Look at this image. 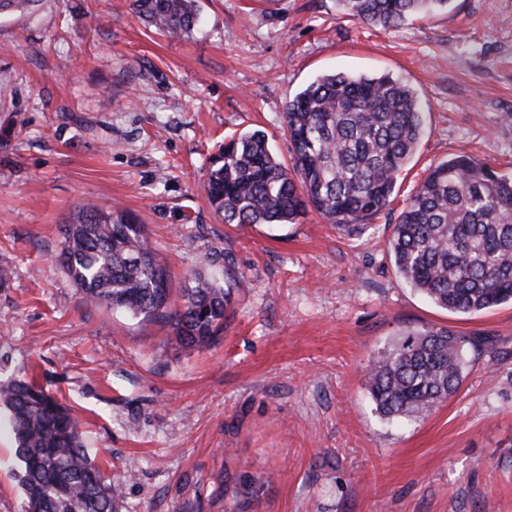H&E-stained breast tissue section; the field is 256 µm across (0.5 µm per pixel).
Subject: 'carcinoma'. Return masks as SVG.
Instances as JSON below:
<instances>
[{
	"instance_id": "cac0c4a2",
	"label": "carcinoma",
	"mask_w": 512,
	"mask_h": 512,
	"mask_svg": "<svg viewBox=\"0 0 512 512\" xmlns=\"http://www.w3.org/2000/svg\"><path fill=\"white\" fill-rule=\"evenodd\" d=\"M197 0H132L136 17L173 38L188 36ZM353 18L397 29L446 11L452 0H341ZM417 92L389 75L322 74L285 106L291 144L286 165L255 129L231 137L209 157L204 191L226 224H294L308 210L360 232L391 202L422 135ZM58 256L88 303L165 324L183 348L215 342L233 310L238 277L221 286L196 273L170 301L171 275L145 225L125 209L93 203L61 226ZM402 279L453 313L512 301V178L456 154L429 169L398 216L389 241ZM487 336L446 328L408 331L367 373L376 411L387 420L426 415L464 379L468 350L491 349ZM0 405L17 442L27 512H118L116 490L90 460L77 421L33 382L0 383Z\"/></svg>"
}]
</instances>
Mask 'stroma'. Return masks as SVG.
I'll use <instances>...</instances> for the list:
<instances>
[{
  "label": "stroma",
  "mask_w": 512,
  "mask_h": 512,
  "mask_svg": "<svg viewBox=\"0 0 512 512\" xmlns=\"http://www.w3.org/2000/svg\"><path fill=\"white\" fill-rule=\"evenodd\" d=\"M172 39L131 0H39L0 13V381L35 380L83 425L119 512H512V303L454 314L388 251L429 168L456 153L512 177V0H453L396 30L338 0H197ZM392 74L425 131L366 231L308 212L224 224L206 160L261 129L289 161L281 115L317 76ZM121 205L172 271L244 276L218 341L86 305L57 259L85 201ZM232 268H225V256ZM494 339L431 413L381 417L365 373L405 330ZM0 409V512H24Z\"/></svg>",
  "instance_id": "1"
}]
</instances>
